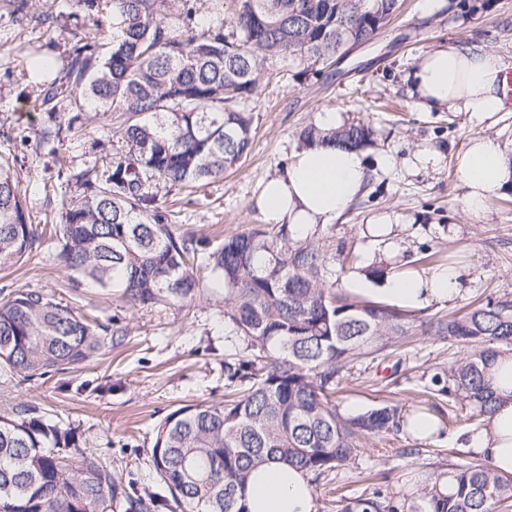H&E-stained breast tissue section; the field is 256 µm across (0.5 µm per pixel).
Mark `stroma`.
<instances>
[{
    "mask_svg": "<svg viewBox=\"0 0 512 512\" xmlns=\"http://www.w3.org/2000/svg\"><path fill=\"white\" fill-rule=\"evenodd\" d=\"M466 3L452 14L448 0H403L387 26L335 66L264 61L258 92L245 105L253 114L248 155L223 179L190 191L160 188V197L176 202L173 231L215 245L256 226L272 229L255 205L260 187L293 160L300 131L331 108L345 123H367L374 130L364 149L368 180L362 192L345 213L308 236L340 282L371 268L388 275L422 273L453 256L463 267L462 295L431 303L420 316L512 295V184L473 214L464 208L457 172L459 156L477 135L496 136L512 155V108L479 122L465 112L423 109L411 94L412 70L438 49L475 46L512 63V0ZM77 28L95 31L87 17L71 14L66 0H27L21 13L13 0H0V155L9 157L35 224L59 223L63 204L79 195L67 182L69 174L92 159L109 165L121 146L110 116L78 112L67 99L52 116L41 104L45 81L34 73L31 58H53L52 76L62 78L70 33ZM76 114L81 128L52 148L41 146L51 118L65 121ZM421 154L429 156L428 164L417 165ZM381 216L396 220L389 237L365 236L368 220ZM57 251L56 239L46 234L29 257L0 265V299L17 289L36 290L100 321H114L123 333L71 372L21 384L0 371V416L36 405L47 421L79 427L73 458L94 454L113 473L134 478L138 489L161 491L151 458L155 426L182 405L223 403L224 360L244 347L224 316V295L209 289L184 306H134L114 290L89 282L73 286ZM470 353L469 347L416 332L393 353L354 364L336 398L342 413L356 415L385 402L405 415L434 407L442 432L427 439L403 430L361 438L355 463L311 480L315 512H336L337 488L351 496L378 489L410 496L466 457L457 443L466 422L427 386L435 372Z\"/></svg>",
    "mask_w": 512,
    "mask_h": 512,
    "instance_id": "stroma-1",
    "label": "stroma"
}]
</instances>
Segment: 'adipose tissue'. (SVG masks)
Masks as SVG:
<instances>
[{"label": "adipose tissue", "instance_id": "ef3b65f1", "mask_svg": "<svg viewBox=\"0 0 512 512\" xmlns=\"http://www.w3.org/2000/svg\"><path fill=\"white\" fill-rule=\"evenodd\" d=\"M507 62L499 55L468 47L439 49L412 73V92L420 104L476 119L504 111L502 75ZM466 192L464 207L481 212L489 197L512 182V157L497 137L469 139L459 158ZM368 170L361 150L327 144L301 150L278 176L263 185L258 210L291 234L306 236L346 211L361 193ZM398 306L420 309L461 291V269L443 265L426 274L393 275L382 288ZM494 392L492 413L461 434L460 445L487 458L502 475H512V349H501L488 370ZM247 512H314V495L305 474L271 461L250 474L245 491Z\"/></svg>", "mask_w": 512, "mask_h": 512}]
</instances>
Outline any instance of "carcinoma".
I'll list each match as a JSON object with an SVG mask.
<instances>
[{
  "label": "carcinoma",
  "instance_id": "cac0c4a2",
  "mask_svg": "<svg viewBox=\"0 0 512 512\" xmlns=\"http://www.w3.org/2000/svg\"><path fill=\"white\" fill-rule=\"evenodd\" d=\"M71 0L88 18H112V34L72 32L62 82L43 104L66 95L119 119L124 149L69 176L83 195L56 225L57 258L73 279L117 288L133 305L187 301L207 288L224 293V316L249 354L224 361L222 405L186 404L155 428L153 465L166 494L139 492L94 456L69 462L79 430L46 421L23 404L0 416V512H246L249 471L278 460L315 477L356 459L359 437L407 424L395 405L348 416L334 390L357 360H376L409 335L398 307L352 296L326 275L320 247L292 239L288 225L251 229L213 249L171 229L174 214L153 188L216 181L252 145L253 98L270 57L327 62L351 41L370 40L400 0ZM79 115L43 132L47 145L75 129ZM373 130L349 124L307 127L303 147L338 139L364 148ZM26 201L9 159L0 156V265L30 254L42 233L28 223ZM432 336L472 353L430 378L471 424L492 411L486 371L512 347V296L488 298L421 323ZM121 332L34 290L0 303V369L30 381L81 368ZM456 491L438 481L421 489L415 512H508L512 476L475 457L455 465ZM337 512H405L406 499L378 489L343 495Z\"/></svg>",
  "mask_w": 512,
  "mask_h": 512
}]
</instances>
